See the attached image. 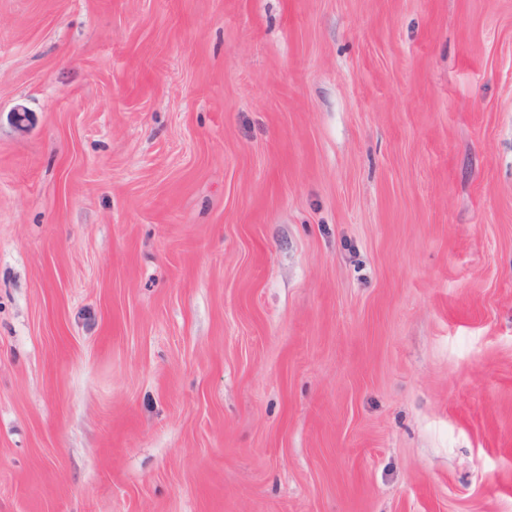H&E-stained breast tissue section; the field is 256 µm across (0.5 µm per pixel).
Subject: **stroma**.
Instances as JSON below:
<instances>
[{"label": "stroma", "instance_id": "35a3bbf8", "mask_svg": "<svg viewBox=\"0 0 512 512\" xmlns=\"http://www.w3.org/2000/svg\"><path fill=\"white\" fill-rule=\"evenodd\" d=\"M0 512H512V0H0Z\"/></svg>", "mask_w": 512, "mask_h": 512}]
</instances>
